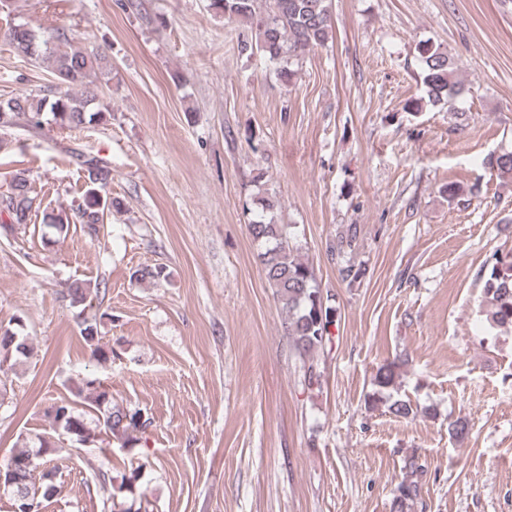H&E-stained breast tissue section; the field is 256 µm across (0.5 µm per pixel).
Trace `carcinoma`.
<instances>
[{
  "mask_svg": "<svg viewBox=\"0 0 512 512\" xmlns=\"http://www.w3.org/2000/svg\"><path fill=\"white\" fill-rule=\"evenodd\" d=\"M259 0H211L212 8L227 20L250 24L255 38L241 45L243 51H257L276 65L279 79L291 84L296 70L293 64L317 46L323 45L332 28L331 0H268L265 8H258ZM3 39L14 50L38 66L50 69L55 80L53 97L32 92L0 98V126L9 127L16 117H28L31 125L39 127L43 115H52L55 125L62 131H74L93 122H101L111 112L101 98L98 86L91 77L106 83L112 80V61L100 48H74L60 51L55 42L68 39L67 31L55 29L52 33L31 28L28 23L8 25L0 31ZM423 83L427 100H418L411 106L420 109L422 104H443L460 97L465 92L448 54L440 48L425 44L419 48ZM486 164L501 178H512V152L494 154ZM84 173L85 193L75 209L76 222L83 225L91 236L98 235V226L104 217L117 209L120 202L108 192L112 184V168L94 157L81 162ZM261 212L249 224V232L260 251L257 254L269 287L282 303L285 311V330L292 342L295 355L302 361L304 380L312 386L322 377L318 365L310 361L311 354L330 340L329 326L335 323L336 308L327 304L317 285L313 267L299 256V248L291 243L293 232L288 224H277L265 219V212L273 208L267 198L258 199ZM39 207L32 195L26 171L12 176L11 187L0 193V228L12 231L20 225L31 223L38 216ZM42 223L53 226L60 234L68 233L69 217L60 213L43 212ZM357 228L336 238L329 246V253L338 258L357 246ZM487 279L484 290L486 321L493 327L512 329V251L492 254L486 263ZM91 283L74 281L67 285L62 296L69 306L76 309L81 335L91 348L92 355L100 362L112 360V349L100 344L101 321L97 315L86 313ZM32 347L29 337L22 330L7 329L0 333V374L8 375L23 359L29 357ZM401 359L395 358L380 365L374 376L377 387L372 402L383 397L385 391L396 385ZM388 412L407 418L414 414L412 404L402 399L386 397ZM53 426L70 441L80 445H94L105 439L132 452L141 445L142 434L151 425L150 418L140 408L120 406L112 402V391L97 376L90 374L81 379L74 399L57 403L49 411ZM32 445L14 453L0 465L4 479L11 483L9 493L22 497L37 496L44 503L39 491L45 489L46 469L42 460L56 450L50 440L37 435ZM410 477L400 481L393 491L391 512H412L421 497L422 485L418 474L422 467L415 458L406 461ZM143 465L137 464L130 473L121 476L120 483L106 472L100 479L111 489V497H121L118 512H148L142 496L137 492Z\"/></svg>",
  "mask_w": 512,
  "mask_h": 512,
  "instance_id": "cac0c4a2",
  "label": "carcinoma"
}]
</instances>
